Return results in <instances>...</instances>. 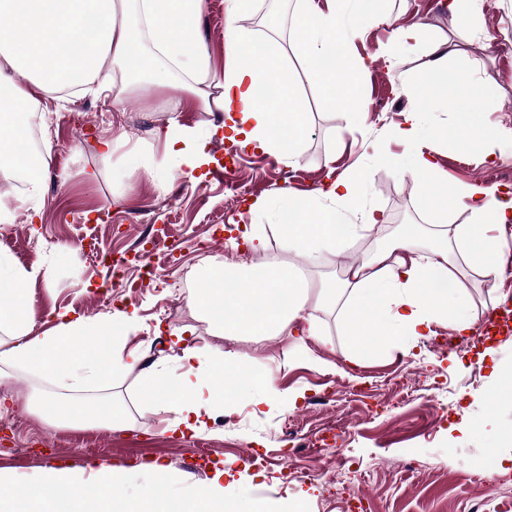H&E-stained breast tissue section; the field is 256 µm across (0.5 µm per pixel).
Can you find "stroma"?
<instances>
[{
    "mask_svg": "<svg viewBox=\"0 0 512 512\" xmlns=\"http://www.w3.org/2000/svg\"><path fill=\"white\" fill-rule=\"evenodd\" d=\"M294 2L255 0L239 23L241 32L282 48ZM446 2L378 0L376 9L387 21H367L353 42L354 53L372 66L352 102L327 104L301 57L289 51L288 70L307 117V134L292 159L234 149L236 178L248 188L242 198L225 187L223 159L231 142L210 133L219 117L196 110L182 77L172 76L164 88L141 81L118 104L108 90L40 99L35 115L45 203L33 218L6 197L13 218L0 223V253L16 265L45 272L31 287L35 311L101 317L129 308L136 312L137 329L127 344L142 346L149 360L174 357L171 334L181 331L201 349L218 344L235 352L245 375H269L279 390H301L305 398L293 410L276 400L258 409L244 391L235 403L234 424L215 416L197 435L181 437L165 432L166 414L144 396L138 372L116 374L109 385L87 392L125 408L130 424L113 427L48 421L38 393L67 399L70 391L20 370L0 405V475L35 483L52 469L112 466L127 471L122 493L133 499L152 481L151 465L178 474L173 491L185 494L209 477L215 464L248 453L255 466L238 468L235 484L224 493L241 500L260 496L270 512H289L295 502L304 512H471L479 501L485 512H512V472L499 474L488 466L493 453L512 451V329L482 338L461 336L459 360L453 363L433 338L421 340L409 357L380 348L368 322L361 329L367 358L347 376L340 368L350 338L336 311L323 306L315 311L328 339L327 345H311L326 363L317 369L296 361L285 335L216 340L209 319L187 305L188 292L180 285L183 271L199 275L206 263L252 268L273 253L303 267L314 281H337L346 265L391 242L397 225H419L425 238L435 240L445 225L470 223L469 211L450 202L456 184L512 188V143L497 135L512 129V52L484 41L498 36L504 19H512V0H483L472 31L452 23ZM406 30L414 31V38L400 40ZM199 37L212 71L222 72L224 0H204ZM445 37L466 52L449 59L448 71L467 72V87L435 84L427 69L432 42ZM487 74L500 86L491 103L477 94ZM411 86L448 98L446 106L429 109L436 137L428 153L438 178L424 188L404 170L407 147L389 137L412 103ZM172 116L207 139L209 162L193 174L177 173L162 182L144 155H161L155 131ZM117 135L122 144L104 155L101 140ZM352 167L361 168L366 178L364 206L384 222L342 255L326 252L316 265H307L301 255L287 252L275 220L250 211L255 199L277 197L291 177L303 180L298 193L308 196L329 172ZM245 229L263 238V249L243 242ZM464 284L472 302L492 310L512 298V273L493 285L472 271ZM490 346L497 350L495 362L481 361ZM400 384L415 390L416 398L397 403ZM289 419L301 436L334 431L324 459L306 457L295 468L284 467L283 424ZM15 434L30 439V455L4 451L5 440ZM78 435L89 440L91 452L71 447L70 438Z\"/></svg>",
    "mask_w": 512,
    "mask_h": 512,
    "instance_id": "obj_1",
    "label": "stroma"
}]
</instances>
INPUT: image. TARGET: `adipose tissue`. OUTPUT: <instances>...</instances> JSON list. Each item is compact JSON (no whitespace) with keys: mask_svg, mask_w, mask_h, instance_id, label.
Listing matches in <instances>:
<instances>
[{"mask_svg":"<svg viewBox=\"0 0 512 512\" xmlns=\"http://www.w3.org/2000/svg\"><path fill=\"white\" fill-rule=\"evenodd\" d=\"M225 3L229 62L224 72L187 84L186 91L200 111L238 115L230 130L241 148L296 156L306 127L284 56L277 50L257 52L240 32L238 23L253 0ZM203 6L204 0H0V84L12 88L0 98V165L29 166L22 203L39 210L45 189L41 167L28 165L17 151L38 95L56 91L57 76L69 69L86 83L102 86L113 82L118 71L122 88H129L132 75L144 68L141 49L146 45L158 64L151 75L156 85H167L176 70L190 76L209 73V55L197 37ZM373 15L374 0H328L324 11L316 0H296L288 42L298 47L309 71L327 74L337 62L347 61L359 74L370 63L349 59L348 50L363 21ZM270 77L279 92L273 112L257 102ZM426 115V108L414 103L391 134L411 146L412 172L433 179L437 173L425 152L431 138ZM162 134L165 151L157 166L163 174L193 170L205 161V142L177 119H169ZM363 181L362 172L350 171L318 187L313 196L285 194L289 221L279 231L288 250L312 262L325 251L343 254L352 239L373 231L381 218L360 208ZM454 196L473 221L449 226L432 254L421 253L416 225L406 224L388 245L348 267L339 284L318 292L281 265L252 272L216 264L186 301L211 317L217 335L286 333L302 359L309 356L308 340L322 338L312 312L320 304L336 308L350 330L374 318L379 343L406 353L431 335L433 323L466 333L479 321V310L460 289L439 293L431 283L440 277L457 279L477 257L484 277H503L507 244L501 228L512 222V193L469 183L458 186ZM347 211L360 212V223H343ZM37 276V271L0 256V383L27 368L74 391L68 400L46 399L52 419L126 424L124 411L112 402L81 396L88 386L108 382L117 370L138 372L147 393L164 396L173 412L166 420L169 431L196 433L212 414L232 410L234 397L225 385L239 380L240 367L221 347L205 354L183 346L173 369L162 362L146 363L144 351L126 346L136 316L122 309L103 318L63 315L50 330L36 332L35 312L26 296ZM233 477L231 468L216 470L188 496L177 497L169 491L171 473L159 465L152 487L129 501L120 494L125 470L103 467L91 481L80 471L53 470L36 484L0 478V512H266L262 500L243 508L225 496L224 483Z\"/></svg>","mask_w":512,"mask_h":512,"instance_id":"ef3b65f1","label":"adipose tissue"}]
</instances>
